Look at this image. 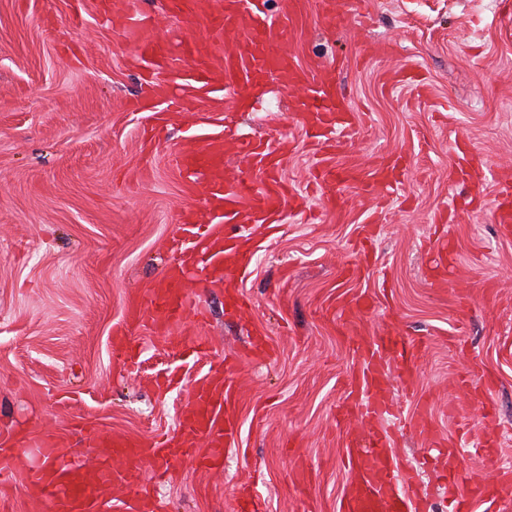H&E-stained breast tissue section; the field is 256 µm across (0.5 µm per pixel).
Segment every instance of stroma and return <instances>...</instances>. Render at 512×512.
Here are the masks:
<instances>
[{
  "label": "stroma",
  "mask_w": 512,
  "mask_h": 512,
  "mask_svg": "<svg viewBox=\"0 0 512 512\" xmlns=\"http://www.w3.org/2000/svg\"><path fill=\"white\" fill-rule=\"evenodd\" d=\"M293 34L299 61L334 67L336 97L354 116L341 137L309 133L293 95L271 80L234 105L237 130L286 148L294 189L276 233L248 224L225 231L249 241L253 262L238 284L252 299L229 315L223 279L197 295L201 319L184 346L136 328V366L112 350L130 297L148 298L171 255L183 211L197 204L194 178L175 155L224 126L222 105L172 112L153 140L146 67L135 63L100 0H0V441L27 451L45 432L63 459L92 464L93 432L146 441L172 435L197 386L238 351V447L224 466L184 458L145 460L144 476L169 512H233L242 485L266 512H336L351 475L343 461L339 406L362 360L341 335L337 301L367 297L362 342L416 337L413 382L384 362V396L409 414L418 400L431 431L460 462L491 444L512 462V232L495 221L512 200V9L504 0H342L350 20L330 27L318 0ZM400 163L392 191L373 196L349 182L315 188V164ZM374 236L359 250L363 226ZM463 276L460 293L434 288V240ZM469 304H461L459 294ZM210 339L198 357L197 332ZM267 343L248 355L251 338ZM399 475L415 476L422 512H450L436 454L412 431L391 430Z\"/></svg>",
  "instance_id": "35a3bbf8"
}]
</instances>
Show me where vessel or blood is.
<instances>
[{"instance_id": "vessel-or-blood-1", "label": "vessel or blood", "mask_w": 512, "mask_h": 512, "mask_svg": "<svg viewBox=\"0 0 512 512\" xmlns=\"http://www.w3.org/2000/svg\"><path fill=\"white\" fill-rule=\"evenodd\" d=\"M171 8L183 24L206 20L211 37L205 41L184 39L173 47L158 36L149 17H131L125 0H112L108 10L135 58L154 61L164 70L163 75L151 77L153 101L190 110L216 91L233 96L274 75L285 85L302 87L295 107L305 113L311 126L342 131L351 127L348 109L327 104L335 95L333 71L321 65L306 68L294 58L291 34L300 12L298 0H289L277 16L266 12L265 0H171ZM230 153L251 159L260 182L225 178L224 157ZM282 164L280 150L270 139L239 140L228 130L207 135L177 155L179 169L202 177L201 206L184 211L171 240L172 260L149 301L130 300L129 323L113 333L119 352L128 357L135 352L129 339L132 322L143 320L153 330L169 333L182 326L195 309L190 278L208 269L218 270L228 260L237 271L248 270L251 255L238 251L236 238L225 236L224 227L276 223L293 194L281 175ZM341 176L380 192L393 186L386 163L362 169L321 163L314 168V180L323 187L334 185ZM383 350L380 343L367 347L364 366L350 381L352 415H375L385 405L377 392L383 379ZM238 359L237 353L227 354L223 370L195 389L174 436L145 443L114 433L96 442L97 447L110 451L111 460L93 467L28 470L27 512H112L106 491L143 483L136 466L143 459L177 456L199 460L206 468L222 466L225 452L240 440L233 413L240 394L233 377ZM387 444L381 434L370 436L361 429L348 432L345 456L353 480L340 499L339 512H414L417 495L411 484L398 482L387 458ZM18 459V454L0 453L2 499L11 495ZM448 489L454 496V512H476L478 505L512 491V468L491 467L478 475L458 464L450 470Z\"/></svg>"}]
</instances>
